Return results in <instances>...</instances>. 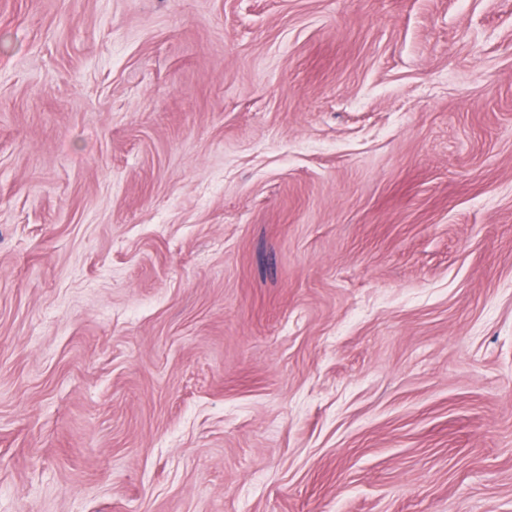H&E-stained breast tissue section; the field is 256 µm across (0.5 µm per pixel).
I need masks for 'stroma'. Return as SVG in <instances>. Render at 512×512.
Returning <instances> with one entry per match:
<instances>
[{
  "mask_svg": "<svg viewBox=\"0 0 512 512\" xmlns=\"http://www.w3.org/2000/svg\"><path fill=\"white\" fill-rule=\"evenodd\" d=\"M0 512H512V0H0Z\"/></svg>",
  "mask_w": 512,
  "mask_h": 512,
  "instance_id": "obj_1",
  "label": "stroma"
}]
</instances>
